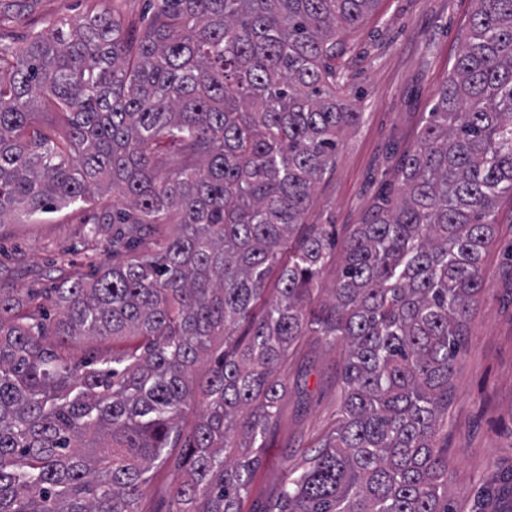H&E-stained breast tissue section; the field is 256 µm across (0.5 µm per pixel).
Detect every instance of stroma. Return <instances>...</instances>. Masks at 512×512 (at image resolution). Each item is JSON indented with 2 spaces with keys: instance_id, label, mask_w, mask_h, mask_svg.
I'll use <instances>...</instances> for the list:
<instances>
[{
  "instance_id": "obj_1",
  "label": "stroma",
  "mask_w": 512,
  "mask_h": 512,
  "mask_svg": "<svg viewBox=\"0 0 512 512\" xmlns=\"http://www.w3.org/2000/svg\"><path fill=\"white\" fill-rule=\"evenodd\" d=\"M120 16L127 31L150 20L147 0H33L5 41L21 44L29 31L71 21L97 2ZM474 0H376L365 20L341 36L336 65L362 119L341 136L336 164L317 183L304 221L332 224L337 239L365 223L397 183L425 118L463 45ZM92 212L78 202L40 219L23 216L0 226V285L51 288L64 273L108 259L111 230L84 239ZM487 291L468 323L467 347L451 381L448 476L455 512H512V201L501 200L497 238L482 270ZM341 348L309 338L288 363L287 393L278 427L264 449L243 512H259L289 471L315 453L336 421ZM183 468L151 470L141 512H168Z\"/></svg>"
}]
</instances>
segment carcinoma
<instances>
[{
	"label": "carcinoma",
	"mask_w": 512,
	"mask_h": 512,
	"mask_svg": "<svg viewBox=\"0 0 512 512\" xmlns=\"http://www.w3.org/2000/svg\"><path fill=\"white\" fill-rule=\"evenodd\" d=\"M28 2L0 0V28ZM375 2L148 0L139 36L92 8L0 38V224L95 204L83 236L110 228L121 256L47 289L52 325L0 286V512H139L173 448L168 512H241L309 336L345 349L336 426L263 512H455L440 436L512 199V0H475L395 198L322 299L336 237L302 218L361 119L334 61ZM72 336L121 347L73 364Z\"/></svg>",
	"instance_id": "1"
}]
</instances>
